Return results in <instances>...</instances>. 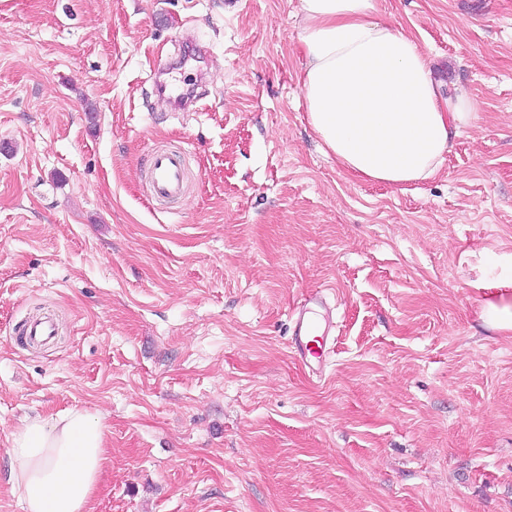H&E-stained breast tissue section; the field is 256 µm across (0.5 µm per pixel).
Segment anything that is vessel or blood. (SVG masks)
Masks as SVG:
<instances>
[{"instance_id": "vessel-or-blood-1", "label": "vessel or blood", "mask_w": 512, "mask_h": 512, "mask_svg": "<svg viewBox=\"0 0 512 512\" xmlns=\"http://www.w3.org/2000/svg\"><path fill=\"white\" fill-rule=\"evenodd\" d=\"M188 189L187 160L184 153L156 150L150 161L149 190L154 199L183 198ZM293 342L303 353V363L309 372L323 376L328 353L335 340L334 309L325 290L310 292L297 309L294 319Z\"/></svg>"}]
</instances>
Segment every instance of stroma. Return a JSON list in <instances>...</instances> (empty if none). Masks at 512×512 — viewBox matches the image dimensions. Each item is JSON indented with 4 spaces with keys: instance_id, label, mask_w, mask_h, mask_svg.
<instances>
[{
    "instance_id": "obj_1",
    "label": "stroma",
    "mask_w": 512,
    "mask_h": 512,
    "mask_svg": "<svg viewBox=\"0 0 512 512\" xmlns=\"http://www.w3.org/2000/svg\"><path fill=\"white\" fill-rule=\"evenodd\" d=\"M297 6L0 0V512L11 433L72 409L108 429L93 512H512V332L481 319L512 280V0H374L477 104L398 187L314 133ZM159 148L186 198L150 197ZM319 288L320 377L289 347Z\"/></svg>"
}]
</instances>
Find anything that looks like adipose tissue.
<instances>
[{"mask_svg":"<svg viewBox=\"0 0 512 512\" xmlns=\"http://www.w3.org/2000/svg\"><path fill=\"white\" fill-rule=\"evenodd\" d=\"M372 9V0H299L309 122L348 173L391 185L423 181L471 126L477 105L460 88L442 94L416 41ZM8 456L26 512H92L109 464L107 428L84 410L27 417Z\"/></svg>","mask_w":512,"mask_h":512,"instance_id":"ef3b65f1","label":"adipose tissue"}]
</instances>
